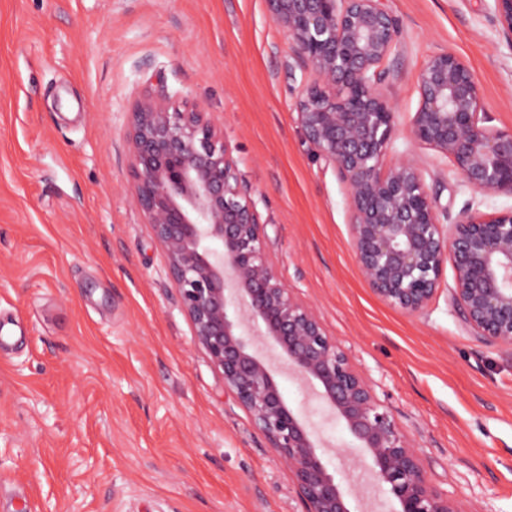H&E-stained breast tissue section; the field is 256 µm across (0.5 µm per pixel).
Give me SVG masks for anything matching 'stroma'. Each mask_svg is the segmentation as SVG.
Segmentation results:
<instances>
[{
	"mask_svg": "<svg viewBox=\"0 0 512 512\" xmlns=\"http://www.w3.org/2000/svg\"><path fill=\"white\" fill-rule=\"evenodd\" d=\"M403 53L389 159L437 208L512 210L412 142L417 76L460 58L512 130V39L490 0H385ZM266 0H0V512H301L295 480L196 345L164 255L131 203L135 100L165 90L224 130L278 274L312 304L461 512H512V347L456 315L444 267L427 311L368 287L348 188L296 121L305 74ZM280 384L324 442L352 512L388 496L323 402Z\"/></svg>",
	"mask_w": 512,
	"mask_h": 512,
	"instance_id": "obj_1",
	"label": "stroma"
}]
</instances>
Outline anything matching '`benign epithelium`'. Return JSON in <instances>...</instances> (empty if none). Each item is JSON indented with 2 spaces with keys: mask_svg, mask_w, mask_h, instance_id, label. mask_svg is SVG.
<instances>
[{
  "mask_svg": "<svg viewBox=\"0 0 512 512\" xmlns=\"http://www.w3.org/2000/svg\"><path fill=\"white\" fill-rule=\"evenodd\" d=\"M512 33V0H493ZM311 78L297 101L304 137L348 187L350 237L372 292L409 314L427 310L445 262L453 306L488 343L512 346V210L440 221L409 157L384 166L396 113L385 92L400 27L382 0H267ZM410 137L453 163L478 192L512 196V131L489 125L480 90L456 56H431L417 78ZM132 202L162 250L196 344L235 402L293 474L302 512H351L319 442L262 348L312 386L362 448L396 508L460 512L434 489L418 448L384 408L316 309L278 275L252 188L223 131L196 105L145 96L128 115Z\"/></svg>",
  "mask_w": 512,
  "mask_h": 512,
  "instance_id": "benign-epithelium-1",
  "label": "benign epithelium"
}]
</instances>
